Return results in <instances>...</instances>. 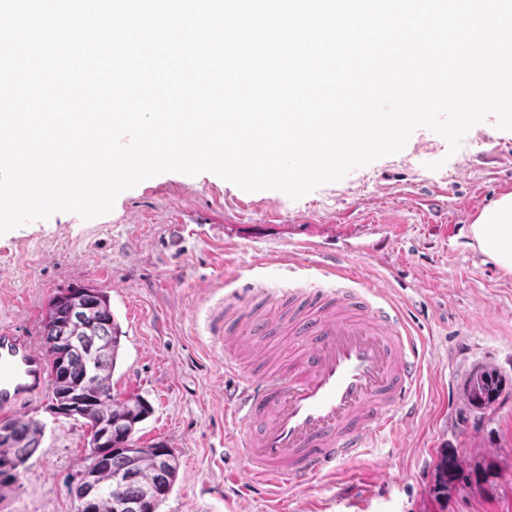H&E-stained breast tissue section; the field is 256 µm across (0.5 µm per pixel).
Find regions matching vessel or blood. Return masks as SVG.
Returning a JSON list of instances; mask_svg holds the SVG:
<instances>
[{
  "label": "vessel or blood",
  "instance_id": "vessel-or-blood-1",
  "mask_svg": "<svg viewBox=\"0 0 512 512\" xmlns=\"http://www.w3.org/2000/svg\"><path fill=\"white\" fill-rule=\"evenodd\" d=\"M246 288L209 324L224 336H292L289 361L265 377L250 362L226 354L227 410L240 420L236 442L254 487L297 489L356 460L397 416L421 377L419 345L401 309L374 287L300 288L289 291L291 314L254 304ZM46 356L27 337L0 330V410H10L45 385Z\"/></svg>",
  "mask_w": 512,
  "mask_h": 512
}]
</instances>
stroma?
Segmentation results:
<instances>
[{"instance_id":"obj_1","label":"stroma","mask_w":512,"mask_h":512,"mask_svg":"<svg viewBox=\"0 0 512 512\" xmlns=\"http://www.w3.org/2000/svg\"><path fill=\"white\" fill-rule=\"evenodd\" d=\"M508 194L512 131L492 115L457 151L420 127L401 152L296 201L210 172L163 173L106 215L60 212L0 235V329L40 348L53 296L88 286L108 295L123 332L112 393L151 404L136 436L180 462L159 512H512V272L469 244L471 224ZM322 255L403 308L425 346L421 387L402 429L356 461L303 489L240 491L247 462L209 317L249 283L275 297L309 287ZM482 368L503 392L481 414L464 385ZM50 403L46 390L10 413L45 429L17 481L0 488V512H74L87 429ZM449 453L462 468L445 490L438 464Z\"/></svg>"}]
</instances>
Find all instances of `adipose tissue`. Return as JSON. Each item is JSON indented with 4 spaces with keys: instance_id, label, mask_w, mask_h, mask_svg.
I'll use <instances>...</instances> for the list:
<instances>
[{
    "instance_id": "obj_1",
    "label": "adipose tissue",
    "mask_w": 512,
    "mask_h": 512,
    "mask_svg": "<svg viewBox=\"0 0 512 512\" xmlns=\"http://www.w3.org/2000/svg\"><path fill=\"white\" fill-rule=\"evenodd\" d=\"M475 246L502 269L512 271V195L486 208L472 224Z\"/></svg>"
}]
</instances>
